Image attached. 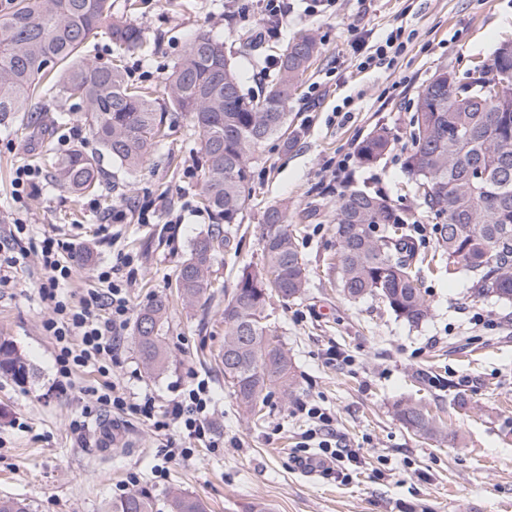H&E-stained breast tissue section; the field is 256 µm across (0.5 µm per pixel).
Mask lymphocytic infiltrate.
I'll return each mask as SVG.
<instances>
[{
	"mask_svg": "<svg viewBox=\"0 0 512 512\" xmlns=\"http://www.w3.org/2000/svg\"><path fill=\"white\" fill-rule=\"evenodd\" d=\"M38 259L42 271L39 294L49 309L41 328L54 344L57 381H70L76 371L84 368L94 369L105 378L101 386L84 388L82 417L72 422V430L81 432L87 419L100 412L128 410L151 422L155 431L166 430L175 423L186 438L206 436L214 403L208 381L191 379L161 419L156 416L154 396L147 394L137 399L110 382L119 333L133 313L129 285L116 277L114 268L93 267L96 287L75 300L63 291L75 270L72 244L61 238H44Z\"/></svg>",
	"mask_w": 512,
	"mask_h": 512,
	"instance_id": "f902f5d3",
	"label": "lymphocytic infiltrate"
}]
</instances>
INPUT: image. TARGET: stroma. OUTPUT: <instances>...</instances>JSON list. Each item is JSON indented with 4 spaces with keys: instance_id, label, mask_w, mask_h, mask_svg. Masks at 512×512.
Wrapping results in <instances>:
<instances>
[{
    "instance_id": "stroma-1",
    "label": "stroma",
    "mask_w": 512,
    "mask_h": 512,
    "mask_svg": "<svg viewBox=\"0 0 512 512\" xmlns=\"http://www.w3.org/2000/svg\"><path fill=\"white\" fill-rule=\"evenodd\" d=\"M126 3L112 0L113 14L131 15L148 46L122 58L128 79L160 98L174 63L201 32L236 53L248 88L274 77L296 30H312L321 55L288 105L291 140L269 139L254 156L252 201L214 264L213 295L191 306L174 301V276L213 219L199 202L198 144L185 114L168 113V137L151 147L136 174L102 159L112 175L108 205L96 196L73 199L49 182L56 157L79 145L95 149L79 104L69 103L70 123L50 139L33 134L24 112L0 124V238L15 216L30 225L25 265L0 284V336L13 341L33 370L22 386L0 377V497L26 499L32 512H109L125 487L149 496L154 512H169L177 491L201 498L209 512H242L251 502L266 504L268 512H512V305L473 301L469 275L449 271L434 238L418 244L428 257L418 271L432 315L417 326L377 298H347L327 266L336 251V203L346 187L388 198L408 209L413 223L434 224L404 169L418 92L441 69L462 79L472 67L491 63L499 43L512 38V0H338L335 12L314 15L305 13L304 0H290L279 37L267 40L258 57L241 54L238 36L262 30L259 0L245 20L233 15L231 0H138L132 13ZM396 28L406 43L403 55L390 66L361 68L353 43L373 46ZM343 104L351 109L345 121L336 115ZM380 127L395 135L393 149L369 166L355 161L361 141ZM347 154L348 169L337 170ZM22 165L41 172L39 190L23 210L11 196ZM283 203L298 232L309 286L297 301H270L266 323L293 359L296 387L288 396L264 392V418L252 422L242 417L217 359L224 301L242 269L261 262L264 210ZM147 204L153 212L144 223L139 213ZM115 208L126 212L118 229L107 221ZM176 215L180 227L168 229ZM46 235L74 245L80 265L68 294L81 296L93 285V265H119L125 253L136 260L134 311L157 297L172 298L163 330L166 370L146 369L129 325L114 377L127 391L153 393L161 405L178 396L189 372L208 379L211 436L221 447L185 442L173 428L156 435L129 412L109 417L123 434L115 450H107L98 422L72 431L81 411L79 387L102 378L85 370L73 390L55 381L52 340L41 330L48 308L38 290L37 253ZM459 397L467 408L456 405ZM399 401L438 414L456 434V446L407 429L392 413ZM305 403L325 408L339 442L355 451L356 462L344 471L310 477L297 469L310 427L299 411ZM168 442L176 455H167Z\"/></svg>"
}]
</instances>
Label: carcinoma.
<instances>
[{"label":"carcinoma","instance_id":"cac0c4a2","mask_svg":"<svg viewBox=\"0 0 512 512\" xmlns=\"http://www.w3.org/2000/svg\"><path fill=\"white\" fill-rule=\"evenodd\" d=\"M106 30L126 53L143 48L134 20L112 14V0H8L0 9V122L20 112L40 111L31 125L50 135L69 114L37 109L33 99L50 91L58 100L85 107L84 125L97 144L94 152L74 148L52 165V184L76 198L101 193L108 184L101 158L129 172L138 170L148 150L167 136L168 112L190 115L198 140L203 181L202 203L214 227L196 237L176 279L182 300L193 303L214 287L213 262L229 243L230 225L239 224L251 194V160L267 139L287 134L288 103L319 52L309 29L293 33L277 62L276 77L246 92L224 42L196 35L166 79V97L129 83L118 64L86 61L89 40ZM468 93L448 83L440 71L422 87L413 115L408 176L422 203L439 219L438 242L448 265L464 269L474 297L512 304V57L495 54L489 67L468 73ZM395 138L374 130L357 149L371 165L388 153ZM410 216L386 198L360 189L340 195L336 205V269L346 296L380 299L398 318L419 325L430 316L426 292L412 270L413 242L400 233ZM263 263L245 267L224 305V381L238 408L255 421L263 417L260 397L278 388L293 392L291 358L264 323L271 298L298 299L308 285L296 230L287 227L277 206L263 214ZM168 304L156 299L138 315L134 333L144 365L161 371L168 358L162 332ZM0 375L19 385L32 377L13 342L0 338ZM393 414L414 434L443 431L420 404L397 402ZM170 512H206L198 498L179 493ZM0 512H31L26 500L0 498ZM112 512H153L142 493L112 502Z\"/></svg>","mask_w":512,"mask_h":512}]
</instances>
